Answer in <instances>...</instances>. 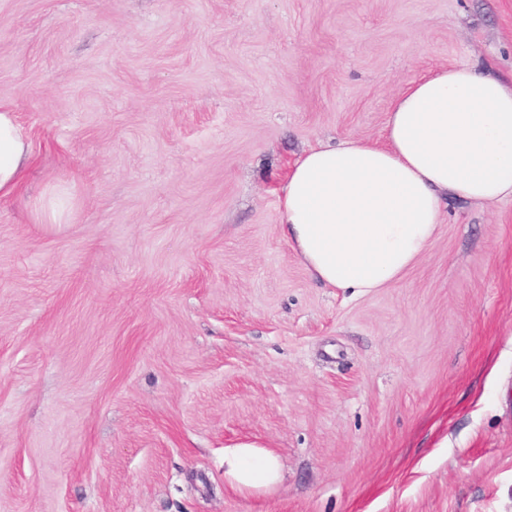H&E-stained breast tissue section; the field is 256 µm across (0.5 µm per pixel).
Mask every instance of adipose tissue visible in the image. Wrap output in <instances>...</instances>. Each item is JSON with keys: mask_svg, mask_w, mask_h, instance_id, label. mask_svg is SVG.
<instances>
[{"mask_svg": "<svg viewBox=\"0 0 512 512\" xmlns=\"http://www.w3.org/2000/svg\"><path fill=\"white\" fill-rule=\"evenodd\" d=\"M31 161L15 112L0 105V198ZM512 200V81L475 65L434 68L393 100L381 143L349 136L306 150L279 193L282 230L321 283L363 295L399 279L431 246L443 199ZM240 487L276 483L272 452L224 451Z\"/></svg>", "mask_w": 512, "mask_h": 512, "instance_id": "ef3b65f1", "label": "adipose tissue"}]
</instances>
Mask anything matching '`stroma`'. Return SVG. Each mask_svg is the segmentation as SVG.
<instances>
[{"mask_svg": "<svg viewBox=\"0 0 512 512\" xmlns=\"http://www.w3.org/2000/svg\"><path fill=\"white\" fill-rule=\"evenodd\" d=\"M512 76V0H0V512H512V201L443 205L354 297L278 220L298 155L435 66ZM273 451L233 487L225 448ZM30 161V144L15 112L0 105V198L17 192ZM280 466L272 452L253 444L224 450V476L240 487H260L280 479Z\"/></svg>", "mask_w": 512, "mask_h": 512, "instance_id": "1", "label": "stroma"}]
</instances>
